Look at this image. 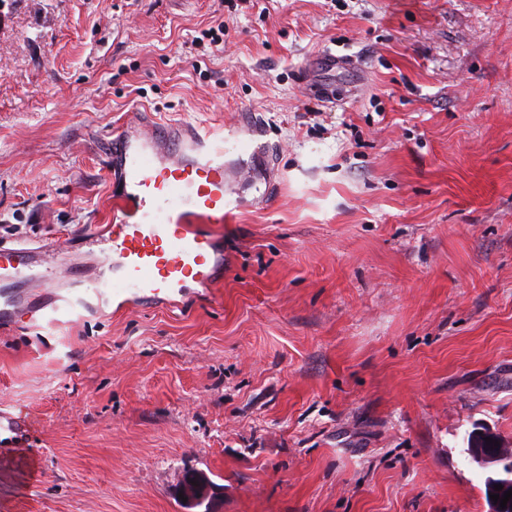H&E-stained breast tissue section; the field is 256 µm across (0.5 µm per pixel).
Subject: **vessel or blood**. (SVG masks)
Here are the masks:
<instances>
[{"mask_svg":"<svg viewBox=\"0 0 512 512\" xmlns=\"http://www.w3.org/2000/svg\"><path fill=\"white\" fill-rule=\"evenodd\" d=\"M108 169L124 195L104 232L87 230L86 241L111 272L86 282L83 296L47 303L63 275L60 252L0 247V325L63 327L85 317L91 304H133L162 297H189V283L209 288L224 274L208 224L224 221L231 179L224 143L209 135L146 131L139 115L112 135ZM27 420L0 407V445L9 447Z\"/></svg>","mask_w":512,"mask_h":512,"instance_id":"obj_1","label":"vessel or blood"}]
</instances>
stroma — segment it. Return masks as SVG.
<instances>
[{
    "instance_id": "obj_1",
    "label": "stroma",
    "mask_w": 512,
    "mask_h": 512,
    "mask_svg": "<svg viewBox=\"0 0 512 512\" xmlns=\"http://www.w3.org/2000/svg\"><path fill=\"white\" fill-rule=\"evenodd\" d=\"M224 24V41L207 31ZM224 138V278L0 330V512H488L512 448V0H14L0 242H83L132 113ZM267 154L253 157L252 138ZM27 423V424H26ZM29 424L26 417L17 414L10 407L1 405L0 407V445L3 447H13V434L17 435L18 430ZM486 437L497 441L495 436L487 429H484L483 432L469 434L465 452L470 461L476 463L481 468H487L503 462H511L512 465V448H502L500 444L498 447H494V443L485 441Z\"/></svg>"
}]
</instances>
